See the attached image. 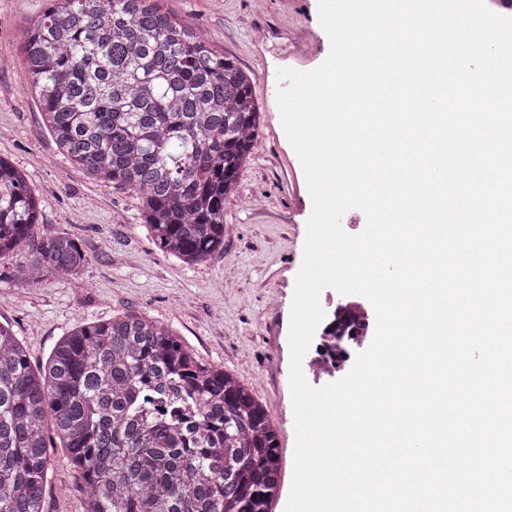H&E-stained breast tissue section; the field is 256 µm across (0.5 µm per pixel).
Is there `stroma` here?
Wrapping results in <instances>:
<instances>
[{
	"label": "stroma",
	"mask_w": 512,
	"mask_h": 512,
	"mask_svg": "<svg viewBox=\"0 0 512 512\" xmlns=\"http://www.w3.org/2000/svg\"><path fill=\"white\" fill-rule=\"evenodd\" d=\"M234 57L253 81L262 112L257 147L224 203V249L187 265L163 254L136 195L73 168L42 127L27 85L19 34L43 0H0V156L21 168L41 201L45 232L77 240L91 258L78 275L34 288L0 283V321L10 323L31 365L91 321L137 313L172 329L200 358L223 365L265 406L279 440L285 512L293 480L294 412L289 326L312 200L277 105L281 68L313 70L330 51L318 0H161ZM46 512H82L83 492L65 448L52 449Z\"/></svg>",
	"instance_id": "stroma-1"
}]
</instances>
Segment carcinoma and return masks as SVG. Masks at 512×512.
<instances>
[{
    "instance_id": "obj_1",
    "label": "carcinoma",
    "mask_w": 512,
    "mask_h": 512,
    "mask_svg": "<svg viewBox=\"0 0 512 512\" xmlns=\"http://www.w3.org/2000/svg\"><path fill=\"white\" fill-rule=\"evenodd\" d=\"M160 0H45L21 32L28 85L66 160L135 193L157 247L188 265L224 247V200L259 136L251 77ZM26 174L0 157V282L34 288L89 256L39 224ZM83 512H269L278 435L236 374L130 313L62 337L29 364L0 323V512H44L47 422Z\"/></svg>"
}]
</instances>
